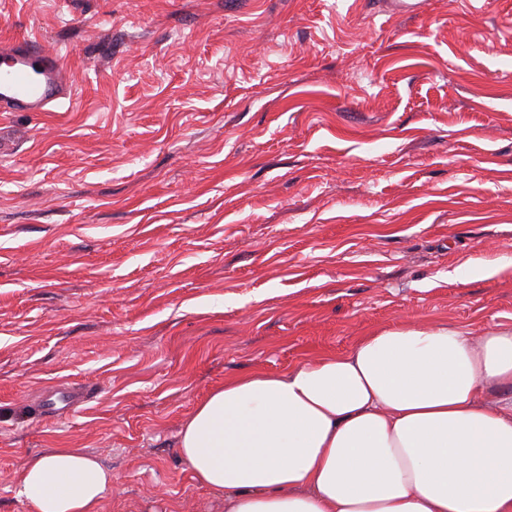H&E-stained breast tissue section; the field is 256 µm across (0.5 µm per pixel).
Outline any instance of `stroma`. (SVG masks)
<instances>
[{"mask_svg": "<svg viewBox=\"0 0 512 512\" xmlns=\"http://www.w3.org/2000/svg\"><path fill=\"white\" fill-rule=\"evenodd\" d=\"M29 34L76 93L0 114V512L51 448L220 512L178 433L225 378L512 326V0H0Z\"/></svg>", "mask_w": 512, "mask_h": 512, "instance_id": "stroma-1", "label": "stroma"}]
</instances>
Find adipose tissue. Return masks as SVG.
Listing matches in <instances>:
<instances>
[{"label": "adipose tissue", "mask_w": 512, "mask_h": 512, "mask_svg": "<svg viewBox=\"0 0 512 512\" xmlns=\"http://www.w3.org/2000/svg\"><path fill=\"white\" fill-rule=\"evenodd\" d=\"M178 448L224 512H512V327L475 341L405 324L225 379ZM111 487L95 455L52 448L19 493L34 512H99Z\"/></svg>", "instance_id": "obj_1"}]
</instances>
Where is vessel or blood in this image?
<instances>
[{
  "label": "vessel or blood",
  "instance_id": "b4317fda",
  "mask_svg": "<svg viewBox=\"0 0 512 512\" xmlns=\"http://www.w3.org/2000/svg\"><path fill=\"white\" fill-rule=\"evenodd\" d=\"M72 94L58 50L35 36L0 42V112H48Z\"/></svg>",
  "mask_w": 512,
  "mask_h": 512
}]
</instances>
